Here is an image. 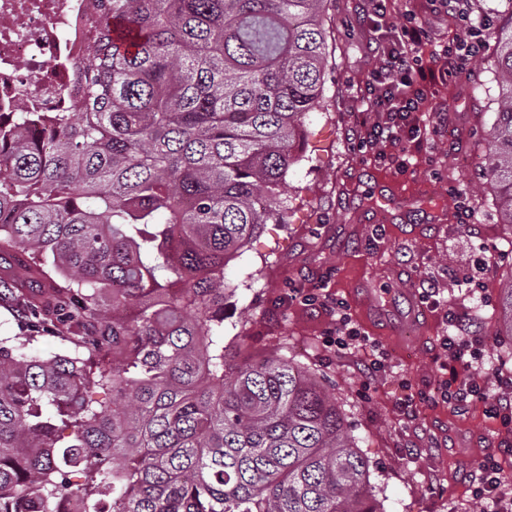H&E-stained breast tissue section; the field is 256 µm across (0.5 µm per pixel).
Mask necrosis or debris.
<instances>
[{
  "instance_id": "4bbe7bcc",
  "label": "necrosis or debris",
  "mask_w": 512,
  "mask_h": 512,
  "mask_svg": "<svg viewBox=\"0 0 512 512\" xmlns=\"http://www.w3.org/2000/svg\"><path fill=\"white\" fill-rule=\"evenodd\" d=\"M92 0H0V113L67 112Z\"/></svg>"
}]
</instances>
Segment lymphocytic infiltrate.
Masks as SVG:
<instances>
[{"label":"lymphocytic infiltrate","instance_id":"obj_1","mask_svg":"<svg viewBox=\"0 0 512 512\" xmlns=\"http://www.w3.org/2000/svg\"><path fill=\"white\" fill-rule=\"evenodd\" d=\"M432 13L451 15L464 24L466 36L438 45L431 29L415 11L391 19L385 0H366L364 20L380 36L374 48L377 65L373 82L361 99L364 111L374 113L358 138L360 149L372 150L381 143L398 146L390 162L407 169L414 150L426 132L422 108L435 87L446 82L449 70L461 69L484 47L488 19H472L467 0H429ZM448 352L446 372L436 389L440 401L453 407L477 401L490 418L511 425L512 416L502 413L498 396L487 392L478 381L484 354L462 327L456 315L448 317V334L443 339Z\"/></svg>","mask_w":512,"mask_h":512}]
</instances>
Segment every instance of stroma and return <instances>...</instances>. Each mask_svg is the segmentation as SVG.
Returning <instances> with one entry per match:
<instances>
[{
  "label": "stroma",
  "mask_w": 512,
  "mask_h": 512,
  "mask_svg": "<svg viewBox=\"0 0 512 512\" xmlns=\"http://www.w3.org/2000/svg\"><path fill=\"white\" fill-rule=\"evenodd\" d=\"M469 5L491 24L483 52L425 104L438 133L401 172L353 148L376 34L362 20V0H336L324 22V101L306 117L305 157L284 186L288 221L262 226L225 270L235 291L228 320L243 332L246 355L315 364L370 463L384 512H481L470 486L489 453L512 476L511 428L480 403L451 407L428 395L448 359L441 340L452 310L466 314L486 348L482 384L496 392L512 378L500 305L512 280V226L498 215L497 186L485 168L486 134L499 108L494 35L512 24V0ZM423 288L437 304L420 303ZM308 293L320 303L304 305ZM338 304L388 354L374 377L365 375L370 350L324 344ZM408 385L427 393L411 418L399 405Z\"/></svg>",
  "instance_id": "stroma-1"
}]
</instances>
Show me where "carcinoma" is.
<instances>
[{
	"label": "carcinoma",
	"mask_w": 512,
	"mask_h": 512,
	"mask_svg": "<svg viewBox=\"0 0 512 512\" xmlns=\"http://www.w3.org/2000/svg\"><path fill=\"white\" fill-rule=\"evenodd\" d=\"M331 2L93 0L81 112L0 122V302L40 283L0 338V512H384L315 370L224 345L226 266L286 223ZM495 39L486 170L512 224V27ZM45 328L72 351L33 353Z\"/></svg>",
	"instance_id": "obj_1"
}]
</instances>
